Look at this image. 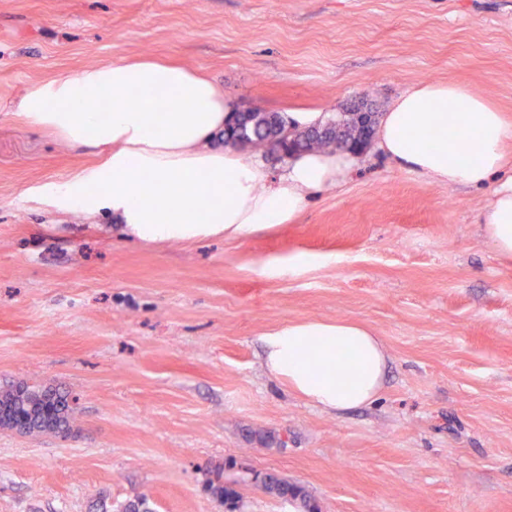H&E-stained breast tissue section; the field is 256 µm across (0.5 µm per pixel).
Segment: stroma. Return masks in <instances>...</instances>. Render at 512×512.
I'll return each mask as SVG.
<instances>
[{"mask_svg": "<svg viewBox=\"0 0 512 512\" xmlns=\"http://www.w3.org/2000/svg\"><path fill=\"white\" fill-rule=\"evenodd\" d=\"M173 61L241 110L385 112L429 81L512 122V0H0V103L115 59ZM0 112V387L74 399L68 437L0 429V512H226L236 459L319 512H512V258L448 186L375 146L293 222L146 242L40 187L92 163ZM341 318L381 339L370 403L334 412L274 379L263 338ZM236 467V463L229 461L224 465V468H218L212 471L213 478L210 479L208 488L212 492L224 500V505L230 509L231 512L236 511L240 499V494L237 490L238 479H228L224 476L226 470H232ZM262 490L277 497L290 495L298 503L303 512H317V506L305 488L297 483L288 481L274 473L264 474L259 481Z\"/></svg>", "mask_w": 512, "mask_h": 512, "instance_id": "obj_1", "label": "stroma"}]
</instances>
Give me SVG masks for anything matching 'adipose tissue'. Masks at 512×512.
Returning a JSON list of instances; mask_svg holds the SVG:
<instances>
[{
	"label": "adipose tissue",
	"instance_id": "obj_1",
	"mask_svg": "<svg viewBox=\"0 0 512 512\" xmlns=\"http://www.w3.org/2000/svg\"><path fill=\"white\" fill-rule=\"evenodd\" d=\"M8 109L97 156L63 184L45 187L49 204L107 214L143 241L238 237L290 223L313 193L339 185L356 163L347 152H304L271 177L221 141L231 107L211 79L149 57L31 83ZM376 137L391 160L432 180L494 185L482 229L498 254L512 256V177L501 176L512 124L501 112L466 85L426 82L393 102ZM264 349L274 377L327 409L365 405L383 386L386 351L355 322L291 323L266 336Z\"/></svg>",
	"mask_w": 512,
	"mask_h": 512
}]
</instances>
